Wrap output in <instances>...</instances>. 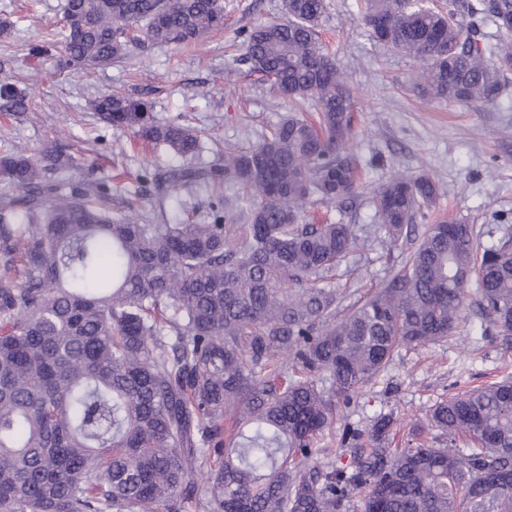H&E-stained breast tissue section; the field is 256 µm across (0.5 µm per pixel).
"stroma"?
Segmentation results:
<instances>
[{"label":"stroma","instance_id":"obj_1","mask_svg":"<svg viewBox=\"0 0 512 512\" xmlns=\"http://www.w3.org/2000/svg\"><path fill=\"white\" fill-rule=\"evenodd\" d=\"M320 38L335 51L357 112L354 152L362 185L343 204L314 202L311 221L334 218L358 225L365 240L337 266L330 284L339 292L366 296L403 266L412 242L389 247L375 217V192L395 175L432 176L438 186L427 223L457 219L473 224L489 246L512 235V87L495 105L476 110L446 100L421 101L413 92L409 58L373 44L356 0H327ZM66 0H0V85L23 88L22 108L0 104V149L33 157L61 150L72 166L48 172L52 181H105L112 209L140 199L150 224L206 221L215 194L197 183L170 195L165 179L185 165H221L225 148H254L289 113V103L240 62L237 34L261 23L284 20L283 0H224V27L190 45L131 47L123 59L96 68L61 70L49 54L32 48L60 29ZM121 92L147 100L156 122L178 119L195 127L206 148L185 159L166 146L147 145L132 131L106 124L89 100ZM468 287L462 320L447 341L398 350L385 371L340 406L328 447L349 456L340 442L344 427L369 433L379 415L394 420L390 438L402 444L413 426L425 424L439 402L501 378L512 377V349L488 331Z\"/></svg>","mask_w":512,"mask_h":512}]
</instances>
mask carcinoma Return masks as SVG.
Here are the masks:
<instances>
[{"mask_svg":"<svg viewBox=\"0 0 512 512\" xmlns=\"http://www.w3.org/2000/svg\"><path fill=\"white\" fill-rule=\"evenodd\" d=\"M325 0H284L286 19L240 34L249 71L291 113L249 151L224 152V177L186 166L178 194L200 181L216 195L208 222L144 224L115 216L107 184L67 191L17 151L0 155V512H186L206 472L208 512H512V379L435 405V448L347 432L351 461L320 442L339 402L376 379L402 347L448 338L473 282L482 316L512 348V238L485 247L474 226L428 224L403 267L341 306L323 284L357 245L354 224L306 222L318 199L356 195V103L317 27ZM58 64L91 68L124 57L144 33L192 44L224 26V0H67ZM372 39L419 64L423 100L496 104L512 74V41L486 45L490 22L512 33V0H364ZM90 109L181 157L203 150L198 130L157 124L148 102L122 93ZM249 190L224 207L223 182ZM425 174L397 175L376 194L384 240L399 244L436 201ZM248 223L239 224L242 213ZM328 375L330 387L318 382ZM459 436L472 447L453 446Z\"/></svg>","mask_w":512,"mask_h":512,"instance_id":"1","label":"carcinoma"}]
</instances>
